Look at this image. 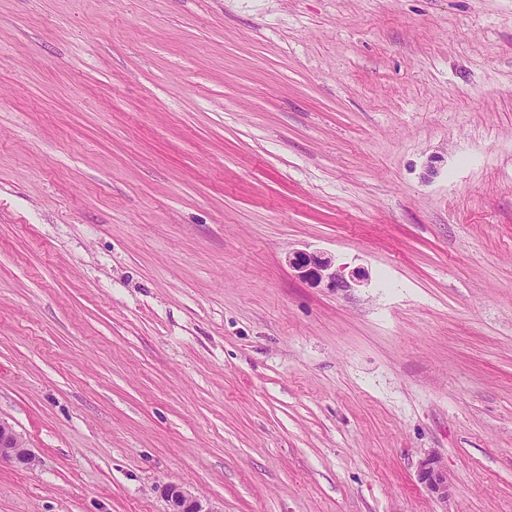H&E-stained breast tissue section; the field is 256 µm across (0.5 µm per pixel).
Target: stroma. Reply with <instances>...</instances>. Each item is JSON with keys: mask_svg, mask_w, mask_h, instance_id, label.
Here are the masks:
<instances>
[{"mask_svg": "<svg viewBox=\"0 0 512 512\" xmlns=\"http://www.w3.org/2000/svg\"><path fill=\"white\" fill-rule=\"evenodd\" d=\"M0 418V512H512V0H0ZM288 264L301 280L332 290L353 288L365 279V274L358 269L352 271L348 280L336 269V261L321 251H296L288 257ZM7 461L18 468H27L35 461L26 440L8 422L0 419V463ZM418 479L436 499H448V472L437 457H428L419 463ZM167 512H216L203 497L182 484L168 483L163 488Z\"/></svg>", "mask_w": 512, "mask_h": 512, "instance_id": "obj_1", "label": "stroma"}]
</instances>
